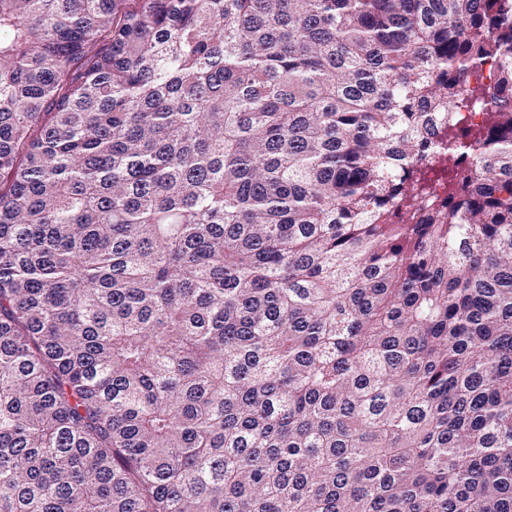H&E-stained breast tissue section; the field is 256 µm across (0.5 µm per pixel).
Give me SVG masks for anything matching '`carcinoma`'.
I'll list each match as a JSON object with an SVG mask.
<instances>
[{
	"mask_svg": "<svg viewBox=\"0 0 512 512\" xmlns=\"http://www.w3.org/2000/svg\"><path fill=\"white\" fill-rule=\"evenodd\" d=\"M0 512H512V0H0Z\"/></svg>",
	"mask_w": 512,
	"mask_h": 512,
	"instance_id": "obj_1",
	"label": "carcinoma"
}]
</instances>
